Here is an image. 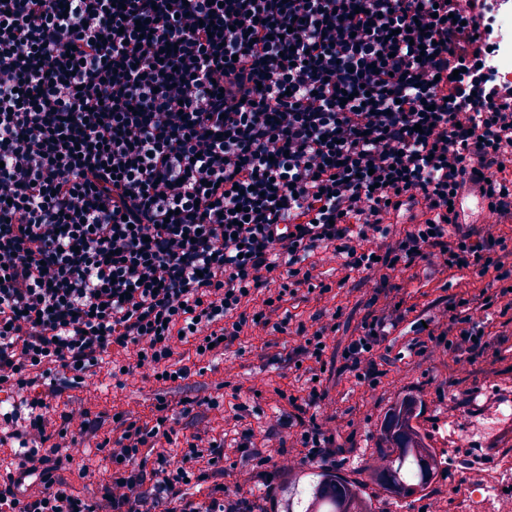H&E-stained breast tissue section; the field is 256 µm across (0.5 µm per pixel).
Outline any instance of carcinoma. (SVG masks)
<instances>
[{"label":"carcinoma","instance_id":"carcinoma-1","mask_svg":"<svg viewBox=\"0 0 512 512\" xmlns=\"http://www.w3.org/2000/svg\"><path fill=\"white\" fill-rule=\"evenodd\" d=\"M421 402L405 395L389 406L377 436V448L363 449L361 470L372 484L393 497H424L447 465L413 420ZM277 488L256 484L246 512H376L365 484L343 475L339 464L288 462Z\"/></svg>","mask_w":512,"mask_h":512}]
</instances>
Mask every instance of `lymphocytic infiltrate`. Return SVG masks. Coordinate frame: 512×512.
Listing matches in <instances>:
<instances>
[{
	"label": "lymphocytic infiltrate",
	"mask_w": 512,
	"mask_h": 512,
	"mask_svg": "<svg viewBox=\"0 0 512 512\" xmlns=\"http://www.w3.org/2000/svg\"><path fill=\"white\" fill-rule=\"evenodd\" d=\"M486 0H0V512H243L232 452L254 433L179 438L124 411L54 419L37 383L67 371L186 379L181 345L215 369L241 338L287 332L303 394L287 402L300 455L343 453L309 411L330 331L286 298L372 285L342 369L365 382L410 314L407 271L471 276L419 350L487 353L512 311V83L486 67ZM476 190L488 219L454 204ZM418 213L397 224L403 206ZM335 285L318 283L316 261ZM102 434L116 466L100 496L60 469ZM213 480L207 501L190 481Z\"/></svg>",
	"instance_id": "obj_1"
}]
</instances>
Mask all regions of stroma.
<instances>
[{"label":"stroma","instance_id":"obj_1","mask_svg":"<svg viewBox=\"0 0 512 512\" xmlns=\"http://www.w3.org/2000/svg\"><path fill=\"white\" fill-rule=\"evenodd\" d=\"M351 292L343 309H336L328 296L299 291L286 307L297 320H308L318 311L338 312V330L327 340L328 351L354 334L364 315L366 289L358 280L349 283ZM418 310L436 317L449 300L458 295V287L445 286L425 271H418L410 284ZM498 334L491 339L487 358L473 366L460 368L454 355L429 358L416 355L395 343L390 360L381 364L372 380V391L350 380H343L339 407L341 441L346 451L336 456L345 474L360 478L356 470L357 451L374 447L376 428L386 409L398 397L410 394L421 400L423 412L417 420L432 438V445L451 463L444 476L438 477L428 496L415 501H394L378 487L369 486L376 512H480L482 505L473 500L466 483L468 459H475L489 473L512 470V422H503L486 434H479L481 421L494 416L497 406L512 403V317L495 321ZM288 354L287 336L244 338L233 346L217 370L190 375L187 379L161 384L151 378L134 377L117 386L110 375H102V386L90 406L92 415L111 419L113 410H122L141 421L153 420L157 397H165L171 415L179 416L178 429L184 434L212 429L231 432L235 426L252 429L263 438L266 429L280 418L279 410L263 399L253 398L251 388L276 381L286 393H293V374L284 368ZM191 413L180 417L181 407ZM451 434H443L444 425Z\"/></svg>","mask_w":512,"mask_h":512}]
</instances>
